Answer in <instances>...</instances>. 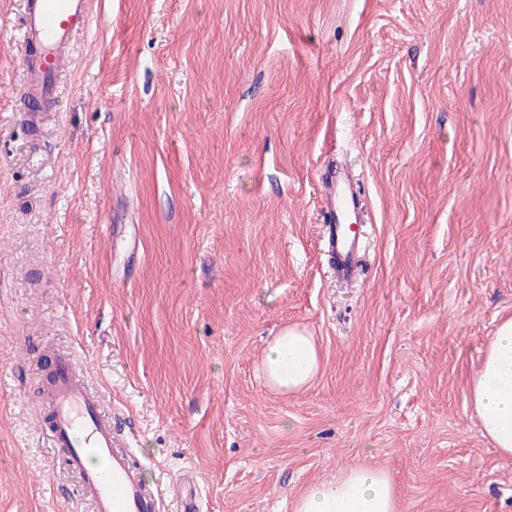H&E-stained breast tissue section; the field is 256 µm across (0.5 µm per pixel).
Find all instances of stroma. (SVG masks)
Here are the masks:
<instances>
[{
	"instance_id": "stroma-1",
	"label": "stroma",
	"mask_w": 512,
	"mask_h": 512,
	"mask_svg": "<svg viewBox=\"0 0 512 512\" xmlns=\"http://www.w3.org/2000/svg\"><path fill=\"white\" fill-rule=\"evenodd\" d=\"M0 0V512H92L44 434L70 352L143 480L201 512H291L353 466L400 512H512L470 384L512 316V0H92L29 112ZM361 181L337 283L316 173ZM308 327L285 396L268 341ZM320 367L315 337L304 326L288 325L268 342L259 370L268 388L292 395L307 389Z\"/></svg>"
}]
</instances>
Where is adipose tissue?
Instances as JSON below:
<instances>
[{
	"label": "adipose tissue",
	"mask_w": 512,
	"mask_h": 512,
	"mask_svg": "<svg viewBox=\"0 0 512 512\" xmlns=\"http://www.w3.org/2000/svg\"><path fill=\"white\" fill-rule=\"evenodd\" d=\"M321 367L314 336L301 325L283 328L267 344L261 377L273 391L307 389ZM471 403L481 428L501 456L512 459V317L501 319L471 381ZM293 512H398L394 483L382 469L348 468L297 496Z\"/></svg>",
	"instance_id": "ef3b65f1"
}]
</instances>
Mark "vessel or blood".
Returning a JSON list of instances; mask_svg holds the SVG:
<instances>
[{"label": "vessel or blood", "mask_w": 512, "mask_h": 512, "mask_svg": "<svg viewBox=\"0 0 512 512\" xmlns=\"http://www.w3.org/2000/svg\"><path fill=\"white\" fill-rule=\"evenodd\" d=\"M93 21L90 0H26L19 30L26 97L42 101L57 95L56 77L66 52ZM318 180L323 191V252L337 282L349 284L362 272V245L354 229L361 221V191L352 170L331 159L320 168ZM46 398L50 444L64 451L94 512H159L160 490L145 488L111 415L76 374L69 355H61L48 378Z\"/></svg>", "instance_id": "b4317fda"}]
</instances>
